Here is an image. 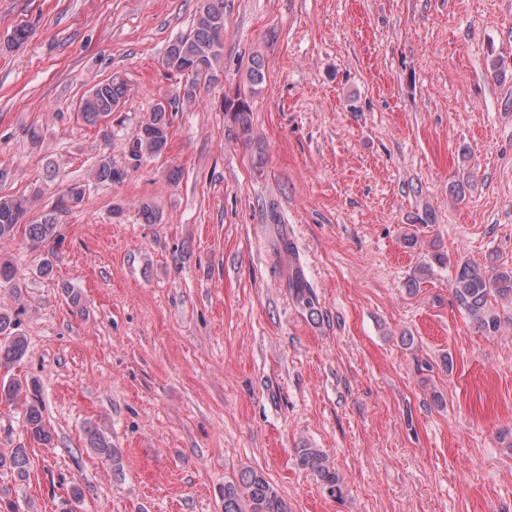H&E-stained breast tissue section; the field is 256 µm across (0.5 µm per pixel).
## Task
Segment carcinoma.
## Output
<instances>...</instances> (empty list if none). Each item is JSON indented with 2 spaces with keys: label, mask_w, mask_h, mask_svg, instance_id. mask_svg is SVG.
<instances>
[{
  "label": "carcinoma",
  "mask_w": 512,
  "mask_h": 512,
  "mask_svg": "<svg viewBox=\"0 0 512 512\" xmlns=\"http://www.w3.org/2000/svg\"><path fill=\"white\" fill-rule=\"evenodd\" d=\"M224 50V5L223 0H199V6L189 34L180 36L168 47L164 57L166 69L185 78L183 95L174 98L173 103L181 107H191L197 98L198 86L211 79L219 66ZM127 95V83L119 75L100 82L90 89L80 100V112L84 122L99 127L105 139L111 129L105 125L112 113L117 111ZM172 106L158 103L150 117L139 127L137 134L129 142L128 155L131 167H139L143 161L162 155L170 141L171 121L169 112ZM225 111L231 112L239 123L241 131L251 133V106L247 97L238 93L225 99ZM124 171L112 165V159L102 157L97 161L94 177L102 182H115L123 179ZM83 188L74 186L66 194L57 198L54 211L65 213L84 200ZM36 205V197L0 194V239H11L17 231H24L28 244L33 249L46 246L54 240L56 217L46 215L41 220H31L29 216ZM292 288L296 301L310 314H315L316 297L313 289L300 271L292 277ZM454 300L481 331L493 336L501 329L502 317L491 307V301L499 298L512 300V267H498L487 272L471 262L455 266L451 279ZM17 315L0 310V367L10 368L26 355L27 342L19 333ZM19 403L25 407V420L28 431L38 443L51 442L52 434L43 420V405L36 388L18 377L0 381V401ZM88 447L112 466L113 471L122 467V456L112 443L98 430L88 431ZM29 458L24 448L0 450V471L8 470L18 482L28 479ZM297 464L311 471L323 488L331 490V495L341 497L342 481L324 452L308 444L297 451ZM68 499L64 501V512H81L84 501V488L73 482L67 489ZM224 512H289L288 505L276 488L255 470L243 471L237 480L224 484Z\"/></svg>",
  "instance_id": "obj_1"
}]
</instances>
